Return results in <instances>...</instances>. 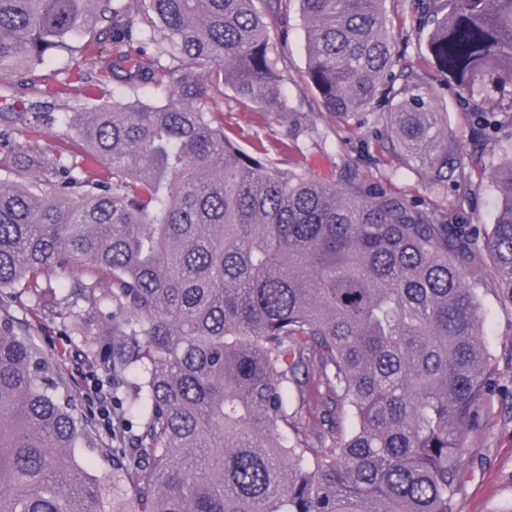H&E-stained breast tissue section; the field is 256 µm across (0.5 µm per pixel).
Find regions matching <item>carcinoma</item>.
<instances>
[{
	"label": "carcinoma",
	"mask_w": 512,
	"mask_h": 512,
	"mask_svg": "<svg viewBox=\"0 0 512 512\" xmlns=\"http://www.w3.org/2000/svg\"><path fill=\"white\" fill-rule=\"evenodd\" d=\"M300 2L319 105L346 122L386 99L387 137L442 188L458 144L440 136L441 93L394 72L386 0ZM412 8L496 145L481 234L224 134L226 89L291 111L280 0H0V78H54L0 131V293L63 316L70 353L112 391L102 444L0 301V512H455L492 367L477 244L512 302V0ZM79 38L73 85L60 60ZM32 112L59 113L77 147H41ZM75 448L93 457L73 464ZM100 460L111 474L90 473Z\"/></svg>",
	"instance_id": "obj_1"
}]
</instances>
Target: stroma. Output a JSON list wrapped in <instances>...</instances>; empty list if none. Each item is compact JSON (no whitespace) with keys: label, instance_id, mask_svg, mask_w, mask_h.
I'll list each match as a JSON object with an SVG mask.
<instances>
[{"label":"stroma","instance_id":"obj_1","mask_svg":"<svg viewBox=\"0 0 512 512\" xmlns=\"http://www.w3.org/2000/svg\"><path fill=\"white\" fill-rule=\"evenodd\" d=\"M410 0H388L392 34L398 52L397 68H411L431 85L441 77L426 49L427 31L414 27ZM284 13L288 47V81L284 93L290 107L307 121L317 123L325 139L313 143L295 136L291 120H279L255 105L238 103L233 93L224 97V132L246 152L264 148L277 161L343 182L350 171L362 180L379 182L394 195L447 211L452 224L487 226L495 204L486 183L474 176L477 155H490L491 145H475L467 107L458 105L453 89H445L448 115L442 134L459 146L456 169L447 190H437L429 174L416 165H403L388 143L378 140L375 119L384 111L376 103L350 121L332 117L320 108L305 81L306 25L299 0H286ZM481 334L493 363L489 386L479 408L480 422L468 432L461 470L457 512H512V303L502 299L493 280L479 291ZM13 314L25 323L50 360H58L64 346L59 317H44L31 305H13Z\"/></svg>","mask_w":512,"mask_h":512}]
</instances>
